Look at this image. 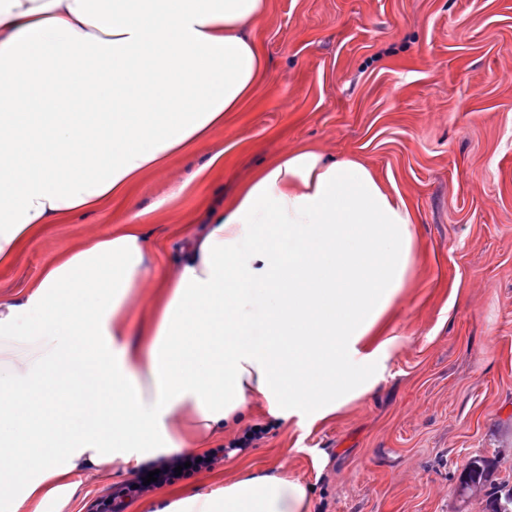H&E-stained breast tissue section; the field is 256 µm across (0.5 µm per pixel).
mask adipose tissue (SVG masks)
<instances>
[{"mask_svg":"<svg viewBox=\"0 0 512 512\" xmlns=\"http://www.w3.org/2000/svg\"><path fill=\"white\" fill-rule=\"evenodd\" d=\"M268 0H0V265L125 198L224 127L263 78ZM151 275L139 215L52 255L0 299V512H42L92 469L201 454L246 406L316 423L372 393L415 261V214L355 158L286 150ZM149 302L145 343L128 317ZM247 470L154 512H311Z\"/></svg>","mask_w":512,"mask_h":512,"instance_id":"ef3b65f1","label":"adipose tissue"}]
</instances>
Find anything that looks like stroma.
Listing matches in <instances>:
<instances>
[{
	"instance_id": "35a3bbf8",
	"label": "stroma",
	"mask_w": 512,
	"mask_h": 512,
	"mask_svg": "<svg viewBox=\"0 0 512 512\" xmlns=\"http://www.w3.org/2000/svg\"><path fill=\"white\" fill-rule=\"evenodd\" d=\"M252 36L264 78L224 128L115 201L30 238L0 269V297L21 291L53 254L105 233L133 210L175 259L178 227L227 200L283 149L365 162L417 215L418 260L390 331L378 390L312 426H266L217 472L283 468L313 489V512H483L462 499L470 458L497 457L512 482V0H269ZM224 168L192 180L208 156ZM172 210L153 203L173 190ZM131 477L89 470L69 503L89 512Z\"/></svg>"
}]
</instances>
